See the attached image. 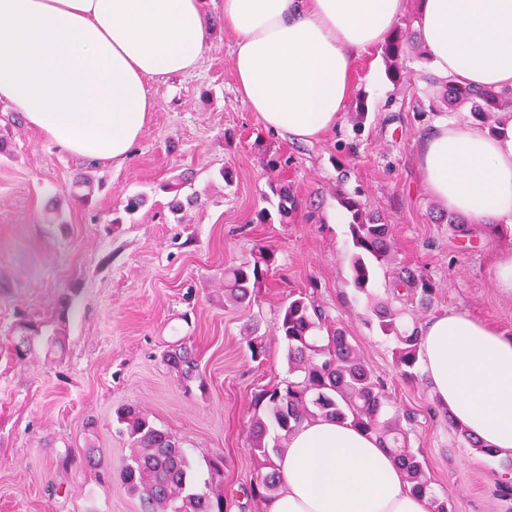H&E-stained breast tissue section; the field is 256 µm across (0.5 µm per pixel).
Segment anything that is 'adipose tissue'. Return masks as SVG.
<instances>
[{
	"label": "adipose tissue",
	"instance_id": "obj_1",
	"mask_svg": "<svg viewBox=\"0 0 512 512\" xmlns=\"http://www.w3.org/2000/svg\"><path fill=\"white\" fill-rule=\"evenodd\" d=\"M406 0H223L237 90L263 130L310 142L336 128L356 57L393 32ZM439 76L512 89V0H417ZM210 37L202 0H0V102L63 152L120 161L156 106L146 81L191 70ZM426 192L479 230L512 231V113L495 132L442 122L421 141ZM418 364L436 402L512 455V336L451 311L422 329ZM267 512H430L374 435L303 423L275 461Z\"/></svg>",
	"mask_w": 512,
	"mask_h": 512
}]
</instances>
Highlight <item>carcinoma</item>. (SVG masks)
<instances>
[{
	"instance_id": "cac0c4a2",
	"label": "carcinoma",
	"mask_w": 512,
	"mask_h": 512,
	"mask_svg": "<svg viewBox=\"0 0 512 512\" xmlns=\"http://www.w3.org/2000/svg\"><path fill=\"white\" fill-rule=\"evenodd\" d=\"M424 58L427 51L398 30L383 45L387 64V77L395 85L410 81L406 60L412 53ZM422 78L441 88L442 102L452 108L470 105L471 113L484 122H498V113L512 106V90H467L452 81L433 74ZM273 196L265 201L274 208L282 223H287L295 208L296 200L285 187L272 189ZM343 205L350 214L349 228L355 252L351 261L352 285L360 292L367 291L374 265H386L394 259L392 232L387 224L373 218L361 204L343 198ZM276 264V253L260 245L250 259L224 270V299L236 305L248 304ZM434 288L428 276L420 270L402 267L393 272L390 294L403 302L407 297H417L421 304H429ZM72 308V299H58L55 311V330L51 344L62 346L66 324ZM377 326L381 333L395 342L394 362L400 376L411 379L421 344L418 324L408 327L402 321V310L390 301L375 309ZM326 316L322 309L302 296L283 304L278 314L275 331L288 343L290 372L295 379L284 386H275L259 395L265 412L253 419L250 428L251 451L260 463L261 470L250 482L254 497L270 496L278 489L280 476L273 465V457L281 455L288 434L304 421L321 417L347 423L373 434L394 455L406 474L413 492L431 496L432 512H451L448 501L431 495L425 461L419 451L409 445V427L416 422L410 412L385 411L388 396L381 380L367 366L358 347L345 332L336 329L326 337L318 335ZM42 323L25 315L16 322L13 351L22 360L41 335ZM251 358L261 360L265 354L262 337L257 329L247 336ZM166 362L186 382L197 378L195 356L186 349H174L166 354ZM120 431L131 440L134 452L130 462L121 472L122 481L140 500L141 512H224V491L206 483L199 486L193 478V467L182 442L168 431L156 427L147 415L134 407H121L116 411ZM460 442L475 451L492 455L479 440L448 420ZM276 430L273 440H268L270 430ZM496 491L512 501V465L496 477Z\"/></svg>"
}]
</instances>
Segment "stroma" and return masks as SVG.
<instances>
[{
  "instance_id": "obj_1",
  "label": "stroma",
  "mask_w": 512,
  "mask_h": 512,
  "mask_svg": "<svg viewBox=\"0 0 512 512\" xmlns=\"http://www.w3.org/2000/svg\"><path fill=\"white\" fill-rule=\"evenodd\" d=\"M209 44L194 70L148 79L157 100L142 135L121 161L88 162L61 153L28 124L7 121L0 103V512H140L120 472L132 447L115 411L133 405L181 439L195 479L220 487L249 484L258 471L249 427L260 390L288 380V345L274 332L289 296L306 294L342 328L383 380L390 408L415 412L409 434L436 497L451 512H507L494 492L506 462L461 447L445 415L430 418L433 390L423 374L404 379L394 342L374 310L387 300L390 268L376 269L367 291L351 283L348 224L329 221L342 196L389 224L394 264L422 270L434 285L429 306L404 303L405 319L427 322L457 311L512 335V290L496 277L499 251L512 241L494 232H454L423 188L422 137L443 120L473 122L469 109L432 112L434 87L393 86L381 49L354 63V96L367 113L361 132L350 114L311 143L264 131L240 97L233 71L235 36L222 0H203ZM396 106H389V98ZM277 158V168L266 162ZM231 169L232 183L220 172ZM91 178L89 201L74 194ZM181 183L199 203L175 218L162 183ZM298 201L290 223L262 222L272 186ZM146 198L123 223L128 197ZM277 263L249 307L224 299V270L256 246ZM73 295L63 352L35 345L17 360L10 338L18 312L51 319L57 299ZM257 327L266 346L251 360L245 336ZM196 356L202 379L187 385L163 360L174 345ZM222 455L213 478L206 464Z\"/></svg>"
}]
</instances>
